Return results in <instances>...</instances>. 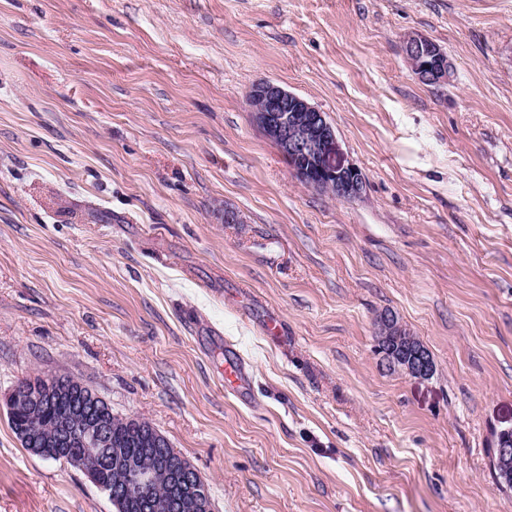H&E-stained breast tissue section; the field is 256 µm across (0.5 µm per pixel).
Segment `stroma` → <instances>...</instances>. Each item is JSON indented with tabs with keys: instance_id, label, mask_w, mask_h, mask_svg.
<instances>
[{
	"instance_id": "obj_1",
	"label": "stroma",
	"mask_w": 512,
	"mask_h": 512,
	"mask_svg": "<svg viewBox=\"0 0 512 512\" xmlns=\"http://www.w3.org/2000/svg\"><path fill=\"white\" fill-rule=\"evenodd\" d=\"M263 81L327 114L359 198L293 176ZM385 310L432 379L385 366ZM46 373L149 421L214 512H512V0H0V512H115L8 423ZM404 53L415 78L427 85L448 82L451 68L443 49L427 37L411 32L404 41ZM249 381V376L237 359L233 357L224 359V387L242 390L249 386Z\"/></svg>"
}]
</instances>
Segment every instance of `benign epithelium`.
Returning <instances> with one entry per match:
<instances>
[{
    "label": "benign epithelium",
    "instance_id": "obj_1",
    "mask_svg": "<svg viewBox=\"0 0 512 512\" xmlns=\"http://www.w3.org/2000/svg\"><path fill=\"white\" fill-rule=\"evenodd\" d=\"M404 53L419 82L427 85L448 82L451 72L448 57L434 41L412 32L405 38ZM248 105L254 122L276 144L290 170L304 186L343 200L362 194L364 178L360 170L338 158L335 128L326 113L271 81L252 88ZM376 324L378 341L384 347L390 348L401 337H408L406 346L395 354L397 370L420 380H429L435 375L436 367L429 352L417 343V338L410 335L395 314L381 312ZM76 387L82 388L84 384L72 377L64 379L56 374L25 377L7 394L5 405L10 410H32L47 402L61 400ZM19 435L30 446V451L38 455L45 454L48 448H66L72 444L84 449V453L68 456L65 461L87 474L97 467L96 459L102 458L110 474L103 492L121 510L128 508L134 512L143 505L132 491L133 483L148 487L164 478L178 512H213L207 484L201 474L153 426L148 430L147 442L163 452L156 457L153 469L146 471L127 461L121 449L112 447L108 424L83 408L62 414L50 437L27 426L19 429Z\"/></svg>",
    "mask_w": 512,
    "mask_h": 512
}]
</instances>
